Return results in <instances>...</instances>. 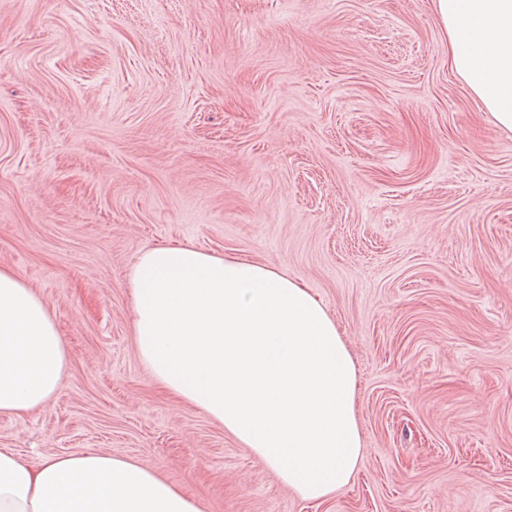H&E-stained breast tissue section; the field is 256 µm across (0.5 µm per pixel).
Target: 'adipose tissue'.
I'll use <instances>...</instances> for the list:
<instances>
[{"label": "adipose tissue", "mask_w": 512, "mask_h": 512, "mask_svg": "<svg viewBox=\"0 0 512 512\" xmlns=\"http://www.w3.org/2000/svg\"><path fill=\"white\" fill-rule=\"evenodd\" d=\"M448 64L512 134V0H436ZM142 362L167 392L222 425L306 500L349 483L362 442L357 371L335 321L276 268L180 243L128 275ZM69 356L39 295L0 267V414L56 393ZM0 512H202L136 461L84 452L22 462L0 448Z\"/></svg>", "instance_id": "1"}]
</instances>
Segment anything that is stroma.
<instances>
[{
  "instance_id": "stroma-1",
  "label": "stroma",
  "mask_w": 512,
  "mask_h": 512,
  "mask_svg": "<svg viewBox=\"0 0 512 512\" xmlns=\"http://www.w3.org/2000/svg\"><path fill=\"white\" fill-rule=\"evenodd\" d=\"M311 289L358 372L351 481L301 499L162 390L127 273L162 243ZM0 265L69 354L24 462L138 461L204 512H512V138L434 0H0Z\"/></svg>"
}]
</instances>
